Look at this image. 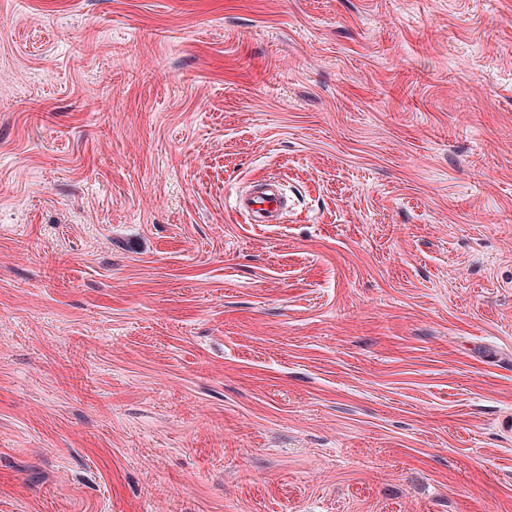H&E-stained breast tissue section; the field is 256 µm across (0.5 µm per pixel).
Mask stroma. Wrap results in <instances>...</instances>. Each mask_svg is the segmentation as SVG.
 Masks as SVG:
<instances>
[{"label": "stroma", "mask_w": 512, "mask_h": 512, "mask_svg": "<svg viewBox=\"0 0 512 512\" xmlns=\"http://www.w3.org/2000/svg\"><path fill=\"white\" fill-rule=\"evenodd\" d=\"M507 413L512 0H0V512H512ZM286 208V199L276 187L262 193L249 195L239 200V209L257 218L279 215Z\"/></svg>", "instance_id": "stroma-1"}]
</instances>
